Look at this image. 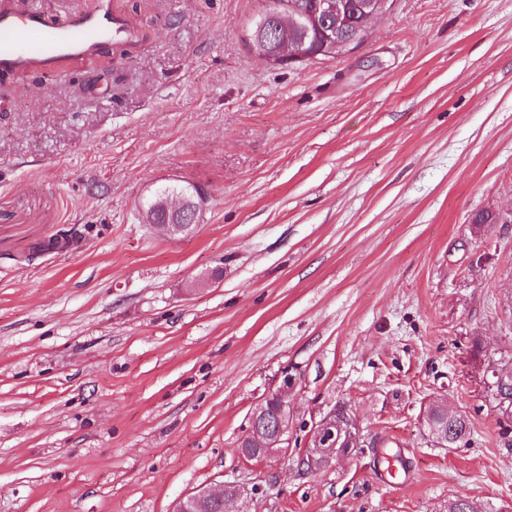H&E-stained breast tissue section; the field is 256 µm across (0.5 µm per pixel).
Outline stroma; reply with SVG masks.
<instances>
[{
  "label": "stroma",
  "mask_w": 512,
  "mask_h": 512,
  "mask_svg": "<svg viewBox=\"0 0 512 512\" xmlns=\"http://www.w3.org/2000/svg\"><path fill=\"white\" fill-rule=\"evenodd\" d=\"M113 2L133 40L0 72V512H170L225 481L238 512H512V0H388L353 52L290 67L246 42L268 0ZM170 185L205 193L176 239L143 217ZM285 370L287 453L240 457ZM437 400L474 424L450 448ZM339 406L359 445L301 473Z\"/></svg>",
  "instance_id": "stroma-1"
}]
</instances>
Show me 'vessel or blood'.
Listing matches in <instances>:
<instances>
[{
  "label": "vessel or blood",
  "instance_id": "1",
  "mask_svg": "<svg viewBox=\"0 0 512 512\" xmlns=\"http://www.w3.org/2000/svg\"><path fill=\"white\" fill-rule=\"evenodd\" d=\"M133 34V26L113 9L111 0H100L97 9L75 15L63 25L39 11L19 16L2 9L0 70L32 64L48 67L62 58L98 52Z\"/></svg>",
  "mask_w": 512,
  "mask_h": 512
}]
</instances>
